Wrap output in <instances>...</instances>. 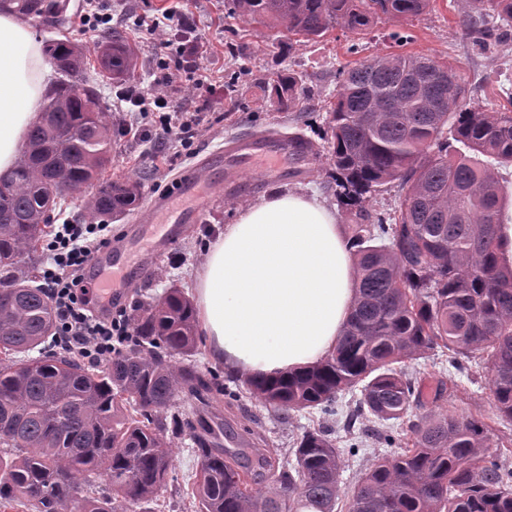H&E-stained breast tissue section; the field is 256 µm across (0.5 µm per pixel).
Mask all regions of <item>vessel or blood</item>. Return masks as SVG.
Instances as JSON below:
<instances>
[{
    "label": "vessel or blood",
    "instance_id": "obj_1",
    "mask_svg": "<svg viewBox=\"0 0 512 512\" xmlns=\"http://www.w3.org/2000/svg\"><path fill=\"white\" fill-rule=\"evenodd\" d=\"M283 156L303 163L310 152L284 139L245 135L230 146L215 148L170 178L167 191L153 196L100 253L121 277L118 289L111 292L113 301L122 303L128 290L145 282L168 250L217 199L259 187L277 172V161Z\"/></svg>",
    "mask_w": 512,
    "mask_h": 512
}]
</instances>
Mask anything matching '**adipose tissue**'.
<instances>
[{"mask_svg":"<svg viewBox=\"0 0 512 512\" xmlns=\"http://www.w3.org/2000/svg\"><path fill=\"white\" fill-rule=\"evenodd\" d=\"M44 44L33 27L0 14V176L13 169L40 116ZM352 247L334 210L276 192L241 209L194 280L197 322L229 371L275 378L318 364L353 305Z\"/></svg>","mask_w":512,"mask_h":512,"instance_id":"ef3b65f1","label":"adipose tissue"}]
</instances>
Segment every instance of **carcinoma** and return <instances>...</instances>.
Returning <instances> with one entry per match:
<instances>
[{
	"label": "carcinoma",
	"instance_id": "obj_1",
	"mask_svg": "<svg viewBox=\"0 0 512 512\" xmlns=\"http://www.w3.org/2000/svg\"><path fill=\"white\" fill-rule=\"evenodd\" d=\"M430 0H227L229 13L285 27L312 40L340 26L368 30L382 16L423 14ZM64 0H0V12L39 18L58 30ZM512 23V0H464L462 25L485 40ZM104 64L130 71L135 49L105 30ZM56 77L40 121L29 129L15 169L0 178V510L128 512L158 500L172 467L173 439L189 433L198 469L188 493L193 512H335L340 450L330 430L307 431L295 462L219 445L206 423L183 416L180 392L207 401L211 376L193 355L192 301L178 288L137 306L134 336L101 369L60 354L31 358L55 328L51 303L33 284L26 258L52 224V211L99 181L110 163L112 130L90 84L84 50L49 44ZM297 78L277 77L271 96L296 106ZM459 73L429 54L387 53L338 73L330 112L337 195L357 207L349 225L355 297L332 353L308 369L246 382L253 398L286 415L316 408L336 414V395L359 389L355 413L390 445L384 422L424 403L422 379L399 364L438 348L455 373H488L496 415L512 422V266L500 257L505 189L481 155L512 161V108L467 106ZM472 151L466 155L452 142ZM399 182V210L376 219L365 195ZM138 182H105L89 198L92 220L107 223L137 201ZM490 425L471 411L435 413L410 423L412 438L367 468L348 512H512V466L486 448ZM110 490L93 493L89 476Z\"/></svg>",
	"mask_w": 512,
	"mask_h": 512
}]
</instances>
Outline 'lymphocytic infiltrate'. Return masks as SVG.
I'll return each mask as SVG.
<instances>
[{"instance_id":"1","label":"lymphocytic infiltrate","mask_w":512,"mask_h":512,"mask_svg":"<svg viewBox=\"0 0 512 512\" xmlns=\"http://www.w3.org/2000/svg\"><path fill=\"white\" fill-rule=\"evenodd\" d=\"M182 65L174 63L149 92L130 90L126 102L148 112L164 110L159 139L192 138L197 123L188 107L172 106V90L180 80ZM112 227L91 221H64L54 225L45 243V259L39 271L41 288L54 312L55 332L49 342L61 351L94 365L109 363L133 334V314L127 309H108L105 294L94 293L86 270L95 254L108 242Z\"/></svg>"}]
</instances>
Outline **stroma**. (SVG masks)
<instances>
[{
    "label": "stroma",
    "instance_id": "35a3bbf8",
    "mask_svg": "<svg viewBox=\"0 0 512 512\" xmlns=\"http://www.w3.org/2000/svg\"><path fill=\"white\" fill-rule=\"evenodd\" d=\"M169 8L183 12L188 25L171 31L169 44L163 47L145 30L142 20ZM84 11L83 0H69V23L65 30L38 20L32 26L42 42L66 38L82 46L106 119H124L140 128V135L135 137L113 134L112 160L101 175L105 182L137 179L136 208H144L150 196L160 192L170 177L233 137L259 132L284 137L299 132L316 149V160L306 174L274 177L266 182L263 190L238 199L216 201L202 223L162 260L157 273L133 289L129 298L133 305L158 298L174 287L192 294L194 276L208 248L218 241L225 225L233 223L240 209L260 199L263 193L284 189L304 192L336 208L341 226L353 223L354 207L340 203L333 191L336 172L329 164L327 151L328 108L336 95L339 70L386 52L432 54L458 70L476 107L490 112L512 99V54L476 45L461 25L460 0H431L426 13L415 18H379L363 35L356 36L336 27L324 37L297 42L288 40L282 26L228 15L224 0H114L113 29L138 47L131 70L120 80L105 73L96 51V39L88 37L83 30L80 16ZM184 46L195 48L199 68H223L224 78L198 89H187L198 131L189 144L175 140L164 143L154 135L152 113L122 114L114 112L113 107L122 85L152 87L161 76L160 59H176ZM286 72L294 73L299 81L300 103L291 112L278 111L265 91L266 86ZM194 360L201 370L217 380L211 401L199 408L193 400L181 395L176 403L190 418L218 426L219 442L249 429L266 436L276 447L288 449L307 430L317 426L332 428L342 451L340 486L345 490L353 485L361 471L391 452L392 446L379 443L372 435L364 437L358 452H348L343 423L353 399L352 392H339L337 415L325 417L318 410L304 409L290 412L283 420L251 398L244 381L232 383L229 388L237 391L238 398L233 402L227 400L224 395L227 387L222 383L224 367L211 359L206 340H199ZM456 384L452 400L427 403L426 411L460 414L480 409L491 426L490 450H497L512 440V423L496 417L488 374L480 373L472 380L460 377ZM192 446L189 436L175 439L168 488L158 501L150 503V512H183L181 492L191 484L198 469Z\"/></svg>",
    "mask_w": 512,
    "mask_h": 512
}]
</instances>
